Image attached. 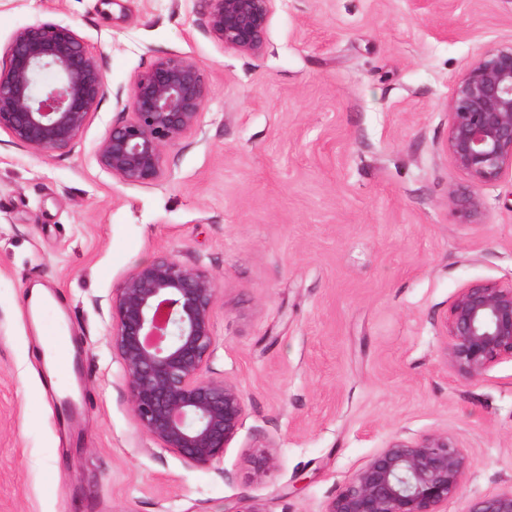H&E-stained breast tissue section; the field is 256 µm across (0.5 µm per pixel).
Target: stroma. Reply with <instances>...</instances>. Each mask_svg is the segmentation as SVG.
Masks as SVG:
<instances>
[{
    "mask_svg": "<svg viewBox=\"0 0 512 512\" xmlns=\"http://www.w3.org/2000/svg\"><path fill=\"white\" fill-rule=\"evenodd\" d=\"M205 11L0 0V48L71 25L109 88L72 150L0 131V512H325L392 438L435 432L468 459L447 512L512 488V360L463 379L442 329L461 288L512 284V177L474 186L445 150L453 87L512 42V0H277L258 55L224 49ZM172 53L203 67L199 127L159 182L122 184L95 149L125 118L117 93ZM164 254L215 278L210 370L245 399L210 469L140 429L110 341L113 291Z\"/></svg>",
    "mask_w": 512,
    "mask_h": 512,
    "instance_id": "1",
    "label": "stroma"
}]
</instances>
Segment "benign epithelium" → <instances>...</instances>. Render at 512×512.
<instances>
[{
  "instance_id": "7a95c632",
  "label": "benign epithelium",
  "mask_w": 512,
  "mask_h": 512,
  "mask_svg": "<svg viewBox=\"0 0 512 512\" xmlns=\"http://www.w3.org/2000/svg\"><path fill=\"white\" fill-rule=\"evenodd\" d=\"M275 0H206L205 30L224 48L257 55L266 46ZM45 72L50 83L38 82ZM107 91L98 60L71 25L38 21L0 52V131L26 149L69 151ZM210 89L201 65L180 54L157 59L117 94L126 117L96 148L119 182L148 185L164 175L166 148L197 128ZM446 152L477 185L512 174V44L482 52L448 102ZM216 280L172 256L133 270L112 293V350L119 356L139 427L160 448L208 469L243 426L238 387L206 374L216 338ZM449 367L478 380L512 360V284L460 289L442 323ZM274 464L264 450L254 476ZM467 457L446 433L392 439L350 478L326 512H444L461 488ZM468 512H512V488L476 500Z\"/></svg>"
}]
</instances>
